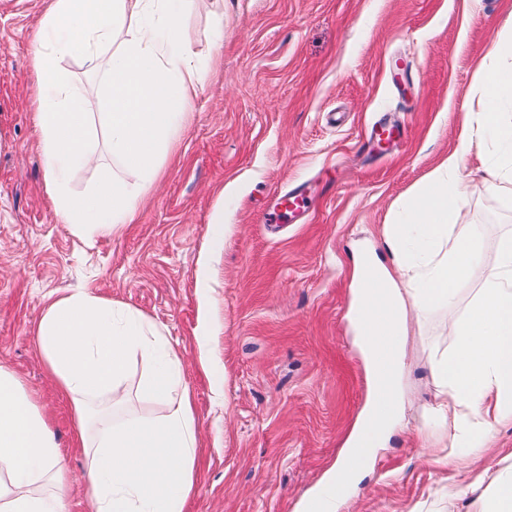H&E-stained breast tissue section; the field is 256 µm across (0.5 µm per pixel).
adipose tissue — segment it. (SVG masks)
<instances>
[{"mask_svg":"<svg viewBox=\"0 0 512 512\" xmlns=\"http://www.w3.org/2000/svg\"><path fill=\"white\" fill-rule=\"evenodd\" d=\"M191 0H47L31 65L38 145L54 212L81 239L114 236L134 222L188 124L214 64L186 37ZM78 60L102 78L106 109H85L86 90L61 69ZM485 155L484 183L512 187V17L478 67V97L457 149L426 175L385 226L391 266L356 263L353 327L372 396L344 450L311 498L337 512L362 473L402 425L410 316L442 312L450 348L429 370L437 391L426 408L452 450L489 447L512 422V232L467 312L456 296L476 266L478 228L456 225L470 186L471 146ZM97 172L95 187L69 189L74 168ZM39 354L72 406L87 460L89 512H186L195 486L199 433L181 359L163 329L140 311L84 291L54 298L36 329ZM147 371L127 381L133 359ZM156 408L145 417L134 398ZM468 512H512V465H487ZM68 473L34 394L0 366V512H63Z\"/></svg>","mask_w":512,"mask_h":512,"instance_id":"adipose-tissue-1","label":"adipose tissue"}]
</instances>
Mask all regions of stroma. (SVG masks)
<instances>
[{
  "instance_id": "1",
  "label": "stroma",
  "mask_w": 512,
  "mask_h": 512,
  "mask_svg": "<svg viewBox=\"0 0 512 512\" xmlns=\"http://www.w3.org/2000/svg\"><path fill=\"white\" fill-rule=\"evenodd\" d=\"M43 11V0H0V365L36 395L56 433L66 512L86 510V457L34 329L49 296L71 290L141 311L178 351L201 442L187 512H296L367 398L347 319L354 257L369 248L390 262L391 213L459 146L477 67L512 0H198L186 17L191 48L207 56L210 26L223 17L219 62L134 224L91 243L59 221L46 192L31 69ZM380 120L401 141L374 144ZM466 165L472 188L460 221L480 228L485 271L512 228V200L484 187L477 149ZM295 189L310 196L304 217L270 223L274 200ZM219 204L233 231L216 250L208 229ZM204 254L221 324L212 343L220 404L196 345ZM447 344L442 315L411 323L408 428L343 512H448V481L475 478L487 455L512 457L506 424L490 453L431 462L428 363Z\"/></svg>"
}]
</instances>
